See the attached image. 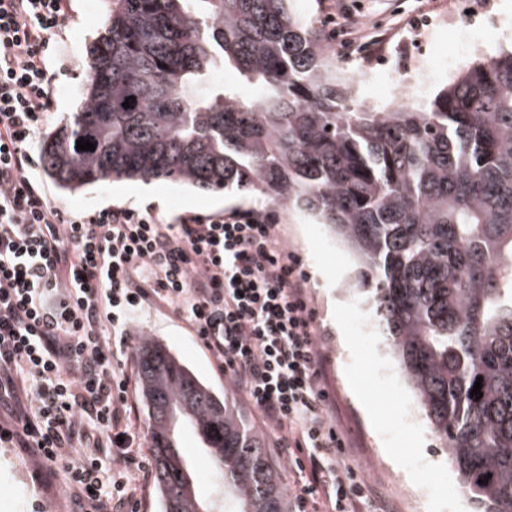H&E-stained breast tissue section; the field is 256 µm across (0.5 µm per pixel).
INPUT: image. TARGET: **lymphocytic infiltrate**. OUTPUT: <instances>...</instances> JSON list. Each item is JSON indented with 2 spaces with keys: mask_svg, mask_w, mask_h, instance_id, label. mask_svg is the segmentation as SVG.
Masks as SVG:
<instances>
[{
  "mask_svg": "<svg viewBox=\"0 0 512 512\" xmlns=\"http://www.w3.org/2000/svg\"><path fill=\"white\" fill-rule=\"evenodd\" d=\"M69 0H0V443L67 466L76 505L125 512L141 479L101 490V458L128 437L129 376L108 336L128 345L133 316L186 312L202 347L287 449L297 512H388L351 462L324 387L307 278L276 241L275 214L235 208L163 219L152 209L84 215L51 202L28 171L54 102Z\"/></svg>",
  "mask_w": 512,
  "mask_h": 512,
  "instance_id": "f902f5d3",
  "label": "lymphocytic infiltrate"
}]
</instances>
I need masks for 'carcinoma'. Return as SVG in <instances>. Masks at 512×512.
<instances>
[{"label": "carcinoma", "mask_w": 512, "mask_h": 512, "mask_svg": "<svg viewBox=\"0 0 512 512\" xmlns=\"http://www.w3.org/2000/svg\"><path fill=\"white\" fill-rule=\"evenodd\" d=\"M193 2L112 0L83 101L42 141L45 171L68 192L152 179L249 189L329 225L474 512H512V50L425 108L372 112L289 0H203L204 14ZM227 65L257 100L211 81ZM81 138L95 150H77ZM136 357L162 512L205 505L155 403L189 404L182 424L235 512H292L247 418L160 342L142 338Z\"/></svg>", "instance_id": "cac0c4a2"}]
</instances>
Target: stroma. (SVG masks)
I'll return each instance as SVG.
<instances>
[{"mask_svg":"<svg viewBox=\"0 0 512 512\" xmlns=\"http://www.w3.org/2000/svg\"><path fill=\"white\" fill-rule=\"evenodd\" d=\"M335 2L292 0V8L324 43L332 70L355 76L372 69L371 80L361 82L355 96L357 103L376 111L385 110L391 102L390 85L412 79L417 56H424L430 72L414 98L425 106L468 65L512 48V0H345L347 5H359L365 23L363 38L374 43L375 54L342 57L323 25L326 8ZM70 7L71 20L56 65L55 105L44 125L48 132L81 102L88 47L103 24L109 0H70ZM30 174L52 202L76 214L113 205L151 208L169 220L190 212L221 213L235 206L275 210L277 239L298 257L308 280V303L324 355L325 381L352 460L362 465L394 512H470L467 499L453 496L455 474L402 377L386 370L380 328L364 330V322L374 315L361 291L351 284L353 262L348 251L334 241L327 227L309 222L298 211L272 206L248 190L198 192L158 179L104 182L66 193L43 165H35ZM131 336L158 339L215 393L244 408L242 395L217 370L184 315L174 308L141 310ZM347 336L354 340L349 349L343 344ZM369 400L386 409L384 426L373 425L366 415ZM180 446L201 498L215 500L211 462L195 434L184 431ZM66 477L64 461L45 462L20 448L0 447V512H45L49 502L58 503V512H73Z\"/></svg>","mask_w":512,"mask_h":512,"instance_id":"35a3bbf8","label":"stroma"}]
</instances>
